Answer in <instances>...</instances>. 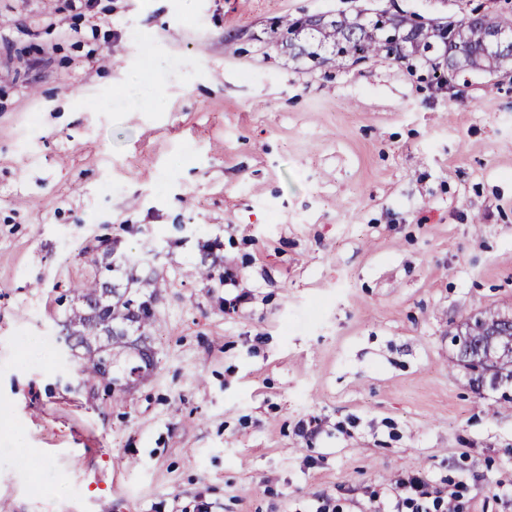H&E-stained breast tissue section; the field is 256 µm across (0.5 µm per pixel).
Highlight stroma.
<instances>
[{"mask_svg":"<svg viewBox=\"0 0 512 512\" xmlns=\"http://www.w3.org/2000/svg\"><path fill=\"white\" fill-rule=\"evenodd\" d=\"M381 11L512 0H0L8 512H374L411 472L512 512V381L448 337L512 314V71L315 66L273 38ZM107 246L154 312L108 388L61 337Z\"/></svg>","mask_w":512,"mask_h":512,"instance_id":"stroma-1","label":"stroma"}]
</instances>
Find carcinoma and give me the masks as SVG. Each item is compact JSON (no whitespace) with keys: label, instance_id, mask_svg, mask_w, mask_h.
Wrapping results in <instances>:
<instances>
[{"label":"carcinoma","instance_id":"obj_1","mask_svg":"<svg viewBox=\"0 0 512 512\" xmlns=\"http://www.w3.org/2000/svg\"><path fill=\"white\" fill-rule=\"evenodd\" d=\"M388 21L403 39L392 42L384 36L382 24ZM388 21L380 16L368 24L358 17L322 20L309 16L278 21L274 34L285 38L283 47L290 55L306 56L313 61L320 60V50L329 46L338 64L348 58L365 60L382 55L404 63L415 56L428 59L440 53L450 70L476 69L494 73L512 65V50L488 47L491 31L512 32V15L476 14L457 24L441 27L420 25L406 16ZM74 296L81 300L82 307L71 308L64 325L66 341L73 347L89 349L102 333L111 344H121L124 333L115 329V321L147 323L153 317L145 301L137 304L127 298L112 303V287L100 279L83 283L74 290ZM502 317L499 311L481 313V319L475 321L477 334L464 347L460 361L483 371L493 365V355L487 348L488 334H494L493 340L504 346L512 342V328ZM84 374L90 380L112 381V350L97 354Z\"/></svg>","mask_w":512,"mask_h":512}]
</instances>
